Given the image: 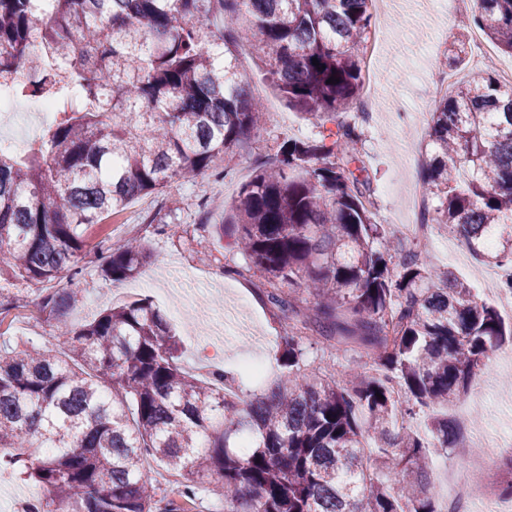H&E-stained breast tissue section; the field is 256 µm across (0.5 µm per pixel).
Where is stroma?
<instances>
[{"mask_svg": "<svg viewBox=\"0 0 512 512\" xmlns=\"http://www.w3.org/2000/svg\"><path fill=\"white\" fill-rule=\"evenodd\" d=\"M478 11V0H465L451 12L430 9L422 0H416L395 17L387 38L376 44L371 60L363 65L364 89L373 93L375 106L360 123L358 149L375 176V220L385 225L390 234H397L399 225L412 222L414 213L407 195L423 189V167L430 148L428 127L441 96L429 83L428 74L450 70L460 80L478 73L473 61H465L454 70L446 62V50L459 32L460 20ZM239 61L253 95L264 105L262 130L251 135L243 149L218 160L215 170L189 182L171 183L161 193L140 197L122 213L94 226L91 242L107 236L116 241L137 238L147 245L151 259L137 278L112 283L100 276L97 255H89L80 279L83 301L72 319L83 324L114 304L150 298L166 314L176 333L182 366L197 375L223 371L226 385L248 400L263 393L282 373L279 355L290 334L288 321L279 311L258 302L254 291L266 285L261 274L245 279L225 275V268L244 267L246 260L229 239H213L204 227L221 223L222 206L232 204L241 185L250 180L259 162L274 154L282 139L312 138L317 131L289 108L271 85L258 57L245 49L240 51ZM162 224L171 225V232L158 233ZM418 247L432 267L452 269L481 300L497 305L495 289L483 281L484 276L493 275V267L463 253V244L455 233L437 225L433 235L419 241ZM5 286L13 307L0 314V342L56 347L60 332L41 312L34 285L9 280ZM240 297L248 301L243 313L251 327L248 335L201 333L196 311L208 312L217 323L225 302ZM248 358L262 362V375L244 368L243 362ZM306 362L336 375L353 365L365 371L374 366L370 356L345 346L332 352L319 347L309 349ZM487 380L482 402L470 405L466 417H459L453 403L440 411L441 416L457 422L460 428L457 446L432 456L434 496L443 512H452L456 507L467 512L469 507L468 501L446 498L443 483L447 475L467 477L474 488L487 495L498 493L497 485L488 478L489 467L473 463L469 451L474 428L484 425L504 430L512 425V407L503 400L504 395L512 394V368L488 374Z\"/></svg>", "mask_w": 512, "mask_h": 512, "instance_id": "obj_1", "label": "stroma"}]
</instances>
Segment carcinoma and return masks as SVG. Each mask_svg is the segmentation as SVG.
Here are the masks:
<instances>
[{
  "mask_svg": "<svg viewBox=\"0 0 512 512\" xmlns=\"http://www.w3.org/2000/svg\"><path fill=\"white\" fill-rule=\"evenodd\" d=\"M0 0V88L49 98L55 120L24 157L0 147V277L40 289V308L66 339L0 348V469L42 487L41 512H178L160 507L153 460L196 497L206 481L225 512H441L431 450L455 436L430 417V437L397 431L467 390L512 324L450 270L390 252L369 208L361 133L339 115L363 87L360 46L372 0ZM224 16V27L214 16ZM512 54V0H480L461 25ZM255 43L269 80L318 137L288 138L259 164L221 224V239L269 283L305 289L306 314L278 288L269 305L294 323L287 373L259 397L228 398L224 373L180 367L177 336L144 298L78 327L88 253L103 279L135 277L147 246L88 228L133 200L202 175L262 127L234 55ZM466 39L448 49L456 68ZM319 65H313V61ZM27 71V79L15 80ZM339 78L329 84L331 77ZM425 195L431 221L468 250L512 268V83L488 72L447 91L429 127ZM372 355L347 381L306 372V345ZM248 434L237 453L231 439Z\"/></svg>",
  "mask_w": 512,
  "mask_h": 512,
  "instance_id": "1",
  "label": "carcinoma"
}]
</instances>
